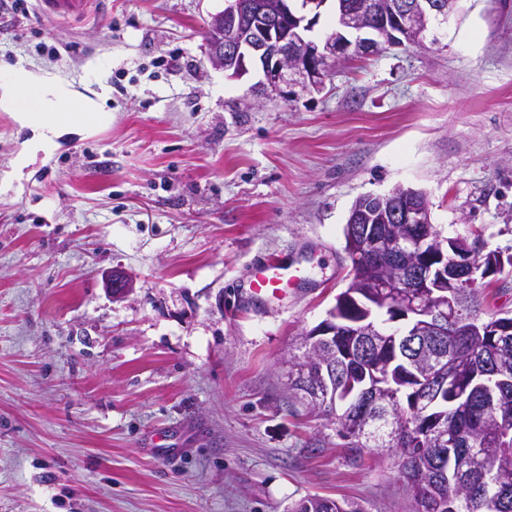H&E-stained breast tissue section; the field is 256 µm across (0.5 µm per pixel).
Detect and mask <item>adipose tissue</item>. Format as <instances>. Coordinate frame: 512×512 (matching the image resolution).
I'll use <instances>...</instances> for the list:
<instances>
[{
    "instance_id": "ef3b65f1",
    "label": "adipose tissue",
    "mask_w": 512,
    "mask_h": 512,
    "mask_svg": "<svg viewBox=\"0 0 512 512\" xmlns=\"http://www.w3.org/2000/svg\"><path fill=\"white\" fill-rule=\"evenodd\" d=\"M107 97L104 88L86 96L57 74L11 67L0 79V110L9 112L19 128L31 133L13 159V174H20L37 153L52 154L63 138L109 127L112 114L106 107Z\"/></svg>"
}]
</instances>
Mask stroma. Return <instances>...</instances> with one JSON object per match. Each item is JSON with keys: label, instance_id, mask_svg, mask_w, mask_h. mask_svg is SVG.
Here are the masks:
<instances>
[{"label": "stroma", "instance_id": "stroma-1", "mask_svg": "<svg viewBox=\"0 0 512 512\" xmlns=\"http://www.w3.org/2000/svg\"><path fill=\"white\" fill-rule=\"evenodd\" d=\"M28 7L0 23V74L107 85L112 124L0 193V512H291L309 495L410 512L398 454L349 460L291 403L288 360L350 281L362 195L423 190L442 237L512 254V0H459L428 48L248 111L261 71L209 60L224 0ZM265 257L303 282L250 299ZM42 10L57 17H73L84 14L91 0H37Z\"/></svg>", "mask_w": 512, "mask_h": 512}]
</instances>
